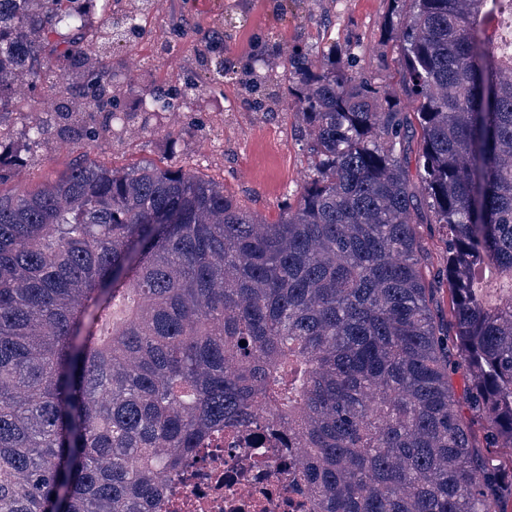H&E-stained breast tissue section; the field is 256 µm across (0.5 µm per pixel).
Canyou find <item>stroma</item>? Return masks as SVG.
<instances>
[{
  "mask_svg": "<svg viewBox=\"0 0 512 512\" xmlns=\"http://www.w3.org/2000/svg\"><path fill=\"white\" fill-rule=\"evenodd\" d=\"M214 10L208 0H160L141 14V0H124L139 18L136 41L112 47L114 88L125 78L139 87L165 86L174 107L160 113L148 130L130 131L112 141L72 142L49 135L28 148L21 112L35 107L55 112L72 98L55 72L39 82L21 83L8 116L7 147L19 159L0 171V192L35 190L68 173L84 157L107 167L132 163L172 165L222 182L248 213L277 222L295 201L310 174L292 99L273 110L247 102L236 80L211 82L196 64L199 52L229 54L244 66L264 45H295L320 58L329 49H351L359 71L379 85L398 91L399 42L392 34L408 15L410 0H223ZM202 84L195 100L178 97L185 82Z\"/></svg>",
  "mask_w": 512,
  "mask_h": 512,
  "instance_id": "stroma-1",
  "label": "stroma"
}]
</instances>
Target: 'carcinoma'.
<instances>
[{
  "label": "carcinoma",
  "instance_id": "obj_1",
  "mask_svg": "<svg viewBox=\"0 0 512 512\" xmlns=\"http://www.w3.org/2000/svg\"><path fill=\"white\" fill-rule=\"evenodd\" d=\"M412 4L404 103L340 51L199 54L259 108L296 100L312 169L274 224L182 168L89 156L0 192V512H153L214 431L264 423L314 512H512V291L479 287L489 268L512 286V54L489 33L512 0ZM136 31L119 0H0V121L19 75L63 60L103 108ZM159 107L154 87L98 128L25 112V137L115 139ZM418 224L445 235L439 313Z\"/></svg>",
  "mask_w": 512,
  "mask_h": 512
}]
</instances>
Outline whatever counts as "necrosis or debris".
Masks as SVG:
<instances>
[{
	"instance_id": "obj_1",
	"label": "necrosis or debris",
	"mask_w": 512,
	"mask_h": 512,
	"mask_svg": "<svg viewBox=\"0 0 512 512\" xmlns=\"http://www.w3.org/2000/svg\"><path fill=\"white\" fill-rule=\"evenodd\" d=\"M289 449L243 434L187 458L156 512H311L292 490Z\"/></svg>"
}]
</instances>
